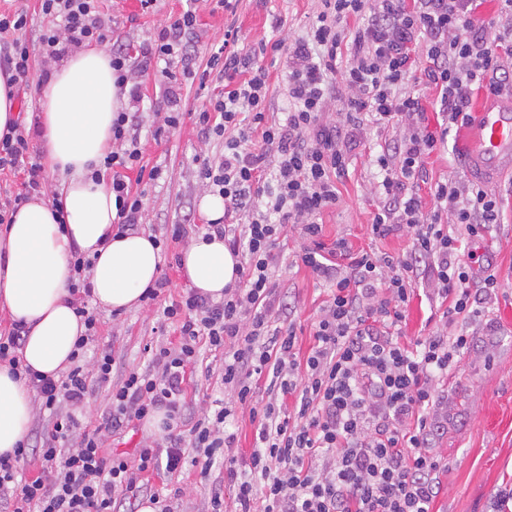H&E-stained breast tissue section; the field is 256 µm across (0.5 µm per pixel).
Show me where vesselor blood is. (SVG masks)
<instances>
[{
    "label": "vessel or blood",
    "instance_id": "obj_1",
    "mask_svg": "<svg viewBox=\"0 0 512 512\" xmlns=\"http://www.w3.org/2000/svg\"><path fill=\"white\" fill-rule=\"evenodd\" d=\"M470 168L487 182L512 174V106H488L477 112Z\"/></svg>",
    "mask_w": 512,
    "mask_h": 512
}]
</instances>
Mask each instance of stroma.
Here are the masks:
<instances>
[{"label":"stroma","mask_w":512,"mask_h":512,"mask_svg":"<svg viewBox=\"0 0 512 512\" xmlns=\"http://www.w3.org/2000/svg\"><path fill=\"white\" fill-rule=\"evenodd\" d=\"M195 10L199 32L194 40L195 70L203 72L214 47L224 41V29L234 25L239 31V47L247 49L259 41L291 42L305 34L322 9L321 0H233L223 7L217 0H155L150 12H143L139 0H102L101 10L112 20L114 35L131 51H138L153 40L156 32L185 10ZM178 107L184 114L179 127L162 137L154 131L160 124L157 113L164 88L154 75L141 79L145 98L139 105L136 134L142 148L145 167L163 171L160 179L143 187V228L158 233L161 225L182 223L186 214H194L196 225L190 235H197L198 225L205 219L198 213L202 185L197 173L203 159L218 156L222 140L205 136L194 113L206 104L207 92L223 89L217 76L207 85L179 76ZM475 128L464 125L451 130L447 145L438 147L425 160L427 184L421 195H428L431 183L451 177L471 182L467 160L472 153ZM395 136L394 130L369 128L360 144L348 155V174L338 181L340 200L321 215L325 246H333L343 238L352 251L399 255L409 250L411 241L404 232L377 237L371 222L377 198L372 188L378 180L376 158ZM503 215L499 223L489 226L475 238L470 248L481 262L491 263L497 272L499 288L488 304L484 317L477 320L456 319L449 333L469 336L471 345L448 371V378L438 388L433 414L440 429L429 453L442 468L437 474L441 491L433 504V512H491L498 490L512 487V321L504 319L502 310L512 308V176L492 183ZM309 241L296 233L281 240L280 249L286 261L277 273V282L285 302L290 303L289 320L296 333V352L306 358L315 344L312 325L327 298V285L300 259ZM182 244L170 242L163 256L161 271L170 284L152 305L116 314L95 310L97 339L90 353L111 348L116 364L113 384H120L129 371L142 373L151 369L150 347L177 343V333L166 330L162 311L179 301L189 290L180 271ZM441 300L430 290L416 289L407 308L402 326L405 336H424L442 317ZM224 353L202 348L198 362L186 373L184 400L192 416H201L213 400L226 398L222 380ZM267 381H259L251 400L236 405L233 418L226 427L233 433L231 453L245 462L255 446L252 409L261 408L271 397ZM153 488L160 494L178 489L173 499L175 512H209L213 489L223 488L224 508L231 512L233 494L224 488V467L215 465L209 476H200L191 468L178 476L154 474Z\"/></svg>","instance_id":"1"}]
</instances>
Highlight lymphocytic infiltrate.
<instances>
[{
    "label": "lymphocytic infiltrate",
    "instance_id": "lymphocytic-infiltrate-1",
    "mask_svg": "<svg viewBox=\"0 0 512 512\" xmlns=\"http://www.w3.org/2000/svg\"><path fill=\"white\" fill-rule=\"evenodd\" d=\"M97 2L40 0L41 14L51 20L39 37L45 59L111 42L112 21ZM499 2L497 16L485 21L475 18L474 0H322L307 36L244 52L236 48L237 29H225V45L211 57L224 92L196 114L199 125L223 139L224 150L204 160L198 177L224 199L225 221L205 229L240 254L237 285L219 302L190 291L166 306L178 349L156 347V373L132 371L118 385L111 351L85 360L95 320L78 301L87 333L77 341L72 366L58 379L26 373L53 426L40 447L25 442L0 456V512H116L123 503L136 512L144 499L173 512L144 474L162 469L173 475L190 465L205 476L219 459L234 491V512H432L440 463L427 451L437 428L431 411L439 382L469 347L467 337L449 335L448 326L460 316L482 317L498 286L491 266L476 277L465 258L470 241L498 223L499 205L480 182L447 178L431 186L427 199L419 187L427 180L425 156L446 143L449 128L472 122L474 91L497 96L512 82V0ZM351 18L356 24L350 28ZM27 25L26 10L0 12V71L18 82L30 73ZM196 29L195 12L185 11L141 51L144 64L163 63L159 79L171 102L162 118L167 129L183 119L172 102L178 74L193 71ZM420 46L421 57L415 54ZM282 50L288 53V115L271 123L269 73L255 59ZM415 72L436 89L432 105L403 91ZM430 107L442 115V129L430 130ZM371 124L398 131L376 159L382 179L374 188L379 205L372 232L384 237L402 230L412 245L406 255L377 257L349 253L340 239L338 264L321 262L312 250L302 254L330 296L314 324L317 344L301 362L293 328L271 325L272 312L287 309L275 279L281 264L276 245L290 227L306 240L320 236L321 212L339 200L336 181L347 172V151ZM112 141L102 166L118 201L116 229L124 235L137 232L142 217V197L132 193L127 176L142 158L132 113L118 112ZM5 173L24 181L21 191L0 196V224L11 223L12 213L43 189V167L29 153L24 128L0 136ZM262 195L268 202L260 206ZM235 214L244 215V223H229ZM422 271L449 305L434 331L405 343L394 330ZM203 341L224 349L223 381L233 399L216 401L212 412L187 427L186 369ZM264 377L277 392L296 395V410L287 413L272 399L253 413L257 446L241 473L235 458L223 454L234 441L226 422L234 404L249 401L254 382ZM96 387L109 388L111 406L103 429L87 431L75 412ZM160 409L166 412L164 448L145 445L130 456L103 448L102 430L119 432ZM32 457L43 474L22 480Z\"/></svg>",
    "mask_w": 512,
    "mask_h": 512
}]
</instances>
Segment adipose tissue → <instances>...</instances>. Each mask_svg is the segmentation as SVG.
Returning <instances> with one entry per match:
<instances>
[{
	"label": "adipose tissue",
	"mask_w": 512,
	"mask_h": 512,
	"mask_svg": "<svg viewBox=\"0 0 512 512\" xmlns=\"http://www.w3.org/2000/svg\"><path fill=\"white\" fill-rule=\"evenodd\" d=\"M111 58L86 47L52 65L41 99L44 154L49 174H62L55 200L34 197L0 229V311L28 328L19 352L23 365L60 376L85 325L69 292L72 246L92 260L93 302L108 312L140 306L161 271V249L152 233L112 236L116 196L92 177L112 149V121L123 98ZM235 257L219 237L197 235L181 251V274L190 288L213 300L238 281ZM37 407L24 379L0 363V455L25 439Z\"/></svg>",
	"instance_id": "1"
}]
</instances>
